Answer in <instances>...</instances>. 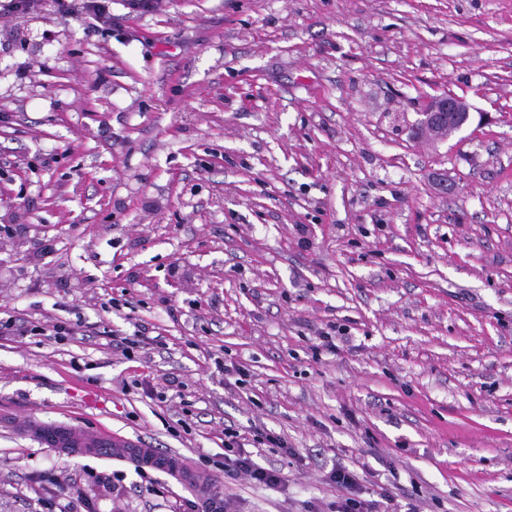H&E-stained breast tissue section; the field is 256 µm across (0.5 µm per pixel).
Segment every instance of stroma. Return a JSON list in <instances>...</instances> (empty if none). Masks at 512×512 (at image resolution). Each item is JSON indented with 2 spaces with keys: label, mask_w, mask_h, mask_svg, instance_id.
<instances>
[{
  "label": "stroma",
  "mask_w": 512,
  "mask_h": 512,
  "mask_svg": "<svg viewBox=\"0 0 512 512\" xmlns=\"http://www.w3.org/2000/svg\"><path fill=\"white\" fill-rule=\"evenodd\" d=\"M71 5L0 14V318L75 330L0 331V512L202 497L29 419L179 456L232 512H336V467L375 512H512V0ZM444 93L475 119L417 136ZM20 335L26 336H53L55 340H64L67 336H72L73 328L69 323L56 321L50 325H44L40 322L24 321L19 328ZM49 333V334H48ZM238 436L239 435L235 432L227 431L224 433V437L228 438L224 439V448H227L228 452H234L235 468L250 476L252 480L258 483L265 485H276L280 483V471L261 467L253 461L251 456L243 455L241 452L234 451L235 448H241L237 441Z\"/></svg>",
  "instance_id": "1"
}]
</instances>
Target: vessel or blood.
Returning a JSON list of instances; mask_svg holds the SVG:
<instances>
[{
    "instance_id": "1",
    "label": "vessel or blood",
    "mask_w": 512,
    "mask_h": 512,
    "mask_svg": "<svg viewBox=\"0 0 512 512\" xmlns=\"http://www.w3.org/2000/svg\"><path fill=\"white\" fill-rule=\"evenodd\" d=\"M31 431L38 435L42 443L64 454L76 448H82L94 454H103L110 450L140 466L153 468L158 467L161 459L156 449L142 447L140 442L107 432L88 429L73 430L67 427L51 428L37 422L33 423Z\"/></svg>"
}]
</instances>
